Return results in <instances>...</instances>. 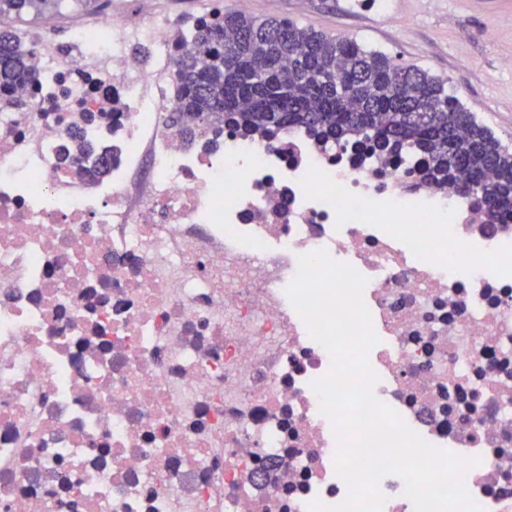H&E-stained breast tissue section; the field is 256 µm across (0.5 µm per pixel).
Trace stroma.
Wrapping results in <instances>:
<instances>
[{"label":"stroma","mask_w":512,"mask_h":512,"mask_svg":"<svg viewBox=\"0 0 512 512\" xmlns=\"http://www.w3.org/2000/svg\"><path fill=\"white\" fill-rule=\"evenodd\" d=\"M224 0L226 10L286 18L353 38L447 81L465 107L512 147V0Z\"/></svg>","instance_id":"35a3bbf8"}]
</instances>
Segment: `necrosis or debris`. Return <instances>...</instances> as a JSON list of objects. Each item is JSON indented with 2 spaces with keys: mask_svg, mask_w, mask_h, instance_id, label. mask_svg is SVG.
Masks as SVG:
<instances>
[{
  "mask_svg": "<svg viewBox=\"0 0 512 512\" xmlns=\"http://www.w3.org/2000/svg\"><path fill=\"white\" fill-rule=\"evenodd\" d=\"M28 31L0 101V512H308L348 494L310 386L331 361L285 288L326 250L367 279L376 398L480 457L464 485L512 512V215L419 156L270 139L175 112L166 14ZM149 46L143 67L137 46ZM105 112L108 172L63 161Z\"/></svg>",
  "mask_w": 512,
  "mask_h": 512,
  "instance_id": "1",
  "label": "necrosis or debris"
}]
</instances>
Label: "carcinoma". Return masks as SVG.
I'll return each instance as SVG.
<instances>
[{
	"label": "carcinoma",
	"instance_id": "carcinoma-1",
	"mask_svg": "<svg viewBox=\"0 0 512 512\" xmlns=\"http://www.w3.org/2000/svg\"><path fill=\"white\" fill-rule=\"evenodd\" d=\"M61 0H0V16L39 15ZM179 40L178 114L225 123L270 138L289 129L336 143L355 141L394 155H424L441 182L465 176L487 223L512 209V149L479 122L448 82L403 66L382 51L335 38L288 19H257L233 11L202 15ZM29 77L23 42L0 29V87ZM80 163L107 167L90 143Z\"/></svg>",
	"mask_w": 512,
	"mask_h": 512
}]
</instances>
